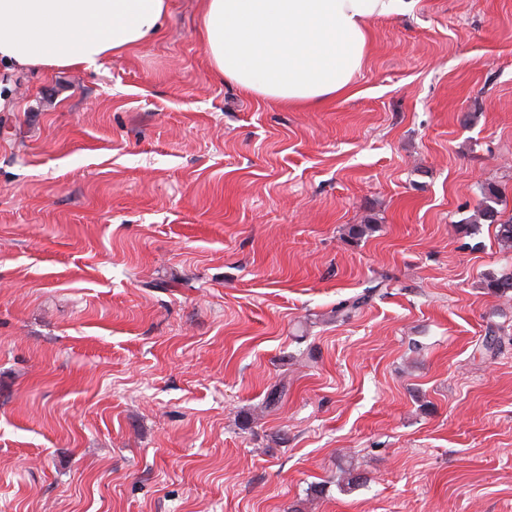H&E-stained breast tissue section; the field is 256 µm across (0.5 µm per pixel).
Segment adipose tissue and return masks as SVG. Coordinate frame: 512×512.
Here are the masks:
<instances>
[{"label": "adipose tissue", "mask_w": 512, "mask_h": 512, "mask_svg": "<svg viewBox=\"0 0 512 512\" xmlns=\"http://www.w3.org/2000/svg\"><path fill=\"white\" fill-rule=\"evenodd\" d=\"M405 0H204L200 37L225 81L312 105L350 91L369 19ZM168 0H0V62L93 67L158 32Z\"/></svg>", "instance_id": "obj_1"}]
</instances>
